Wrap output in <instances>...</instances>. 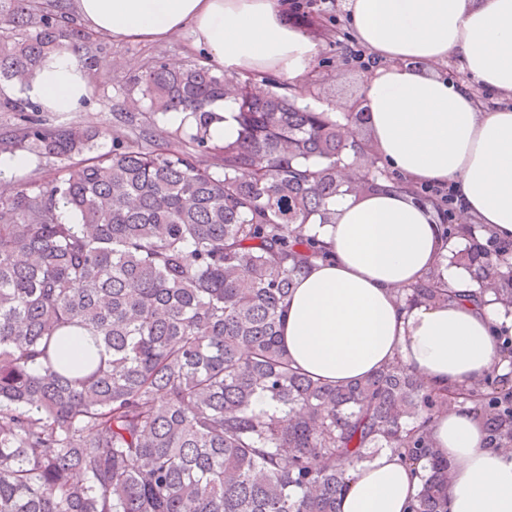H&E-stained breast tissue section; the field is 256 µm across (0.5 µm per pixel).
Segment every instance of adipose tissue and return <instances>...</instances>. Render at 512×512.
I'll return each mask as SVG.
<instances>
[{
  "instance_id": "ef3b65f1",
  "label": "adipose tissue",
  "mask_w": 512,
  "mask_h": 512,
  "mask_svg": "<svg viewBox=\"0 0 512 512\" xmlns=\"http://www.w3.org/2000/svg\"><path fill=\"white\" fill-rule=\"evenodd\" d=\"M356 41L376 65L359 107L387 168L414 184L454 185L466 213L512 242V107L489 108L438 71L455 61L481 86L512 97V0H346ZM288 0H75L77 20L123 42L186 32L229 77L300 80L316 43L293 26ZM19 92L49 112H76L92 93L67 49L49 55ZM332 224L308 231L330 249L298 276L281 338L301 372L336 385L399 361L434 386L483 379L503 355L512 312L473 301L460 267L452 299L403 307L396 291L424 280L441 245L431 210L388 189L331 204ZM437 451L452 464L448 512H512V444L490 445L468 407L435 415ZM341 512H409L420 479L391 449L349 468Z\"/></svg>"
}]
</instances>
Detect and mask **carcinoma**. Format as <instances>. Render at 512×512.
<instances>
[{"instance_id":"obj_1","label":"carcinoma","mask_w":512,"mask_h":512,"mask_svg":"<svg viewBox=\"0 0 512 512\" xmlns=\"http://www.w3.org/2000/svg\"><path fill=\"white\" fill-rule=\"evenodd\" d=\"M63 10L0 0L1 85L67 48L91 65L96 47ZM253 84L158 60L134 81L147 108L104 153L106 131L49 128L37 105L0 92V112L25 117L0 133V154L61 164L0 193V512H339L346 465L383 448L421 466L412 512H447L451 467L432 451L431 419L468 404L488 442H512V375L495 367L448 390L398 361L342 386L292 366L282 312L328 253L307 225L382 182L421 193L383 168L363 113L336 119ZM231 85L239 135L217 141L210 106ZM172 111L186 115L157 138ZM424 204L445 240L470 243L397 296L448 301L450 261L512 309V248ZM75 332L84 344L66 360Z\"/></svg>"}]
</instances>
